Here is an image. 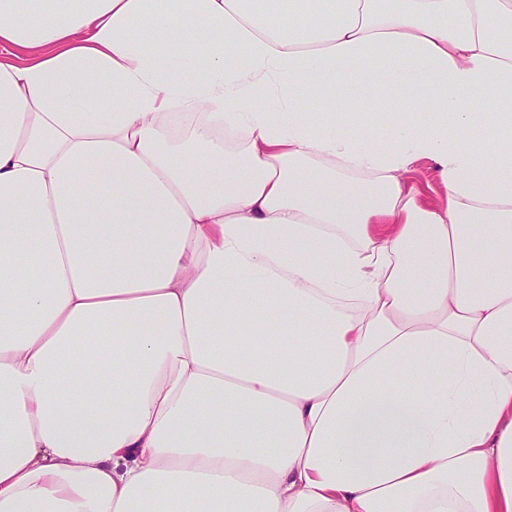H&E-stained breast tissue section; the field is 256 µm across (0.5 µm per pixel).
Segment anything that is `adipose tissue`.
I'll return each instance as SVG.
<instances>
[{"label": "adipose tissue", "mask_w": 512, "mask_h": 512, "mask_svg": "<svg viewBox=\"0 0 512 512\" xmlns=\"http://www.w3.org/2000/svg\"><path fill=\"white\" fill-rule=\"evenodd\" d=\"M505 31L0 0V512H512Z\"/></svg>", "instance_id": "adipose-tissue-1"}]
</instances>
